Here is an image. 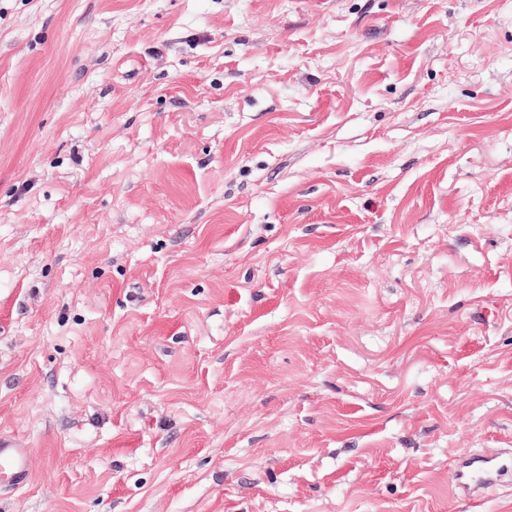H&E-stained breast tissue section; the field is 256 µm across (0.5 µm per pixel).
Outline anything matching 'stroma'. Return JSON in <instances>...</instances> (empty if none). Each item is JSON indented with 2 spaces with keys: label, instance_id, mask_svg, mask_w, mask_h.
I'll return each instance as SVG.
<instances>
[{
  "label": "stroma",
  "instance_id": "stroma-1",
  "mask_svg": "<svg viewBox=\"0 0 512 512\" xmlns=\"http://www.w3.org/2000/svg\"><path fill=\"white\" fill-rule=\"evenodd\" d=\"M3 436L0 512H512V0H0ZM29 450L15 442L0 438V477L1 480L21 483L27 476V456ZM475 462H466L462 469L458 471L455 483V489L462 496L470 501H476L481 496L480 488H485L489 484V480L482 474H471L463 469L470 468ZM473 482V483H472Z\"/></svg>",
  "mask_w": 512,
  "mask_h": 512
}]
</instances>
